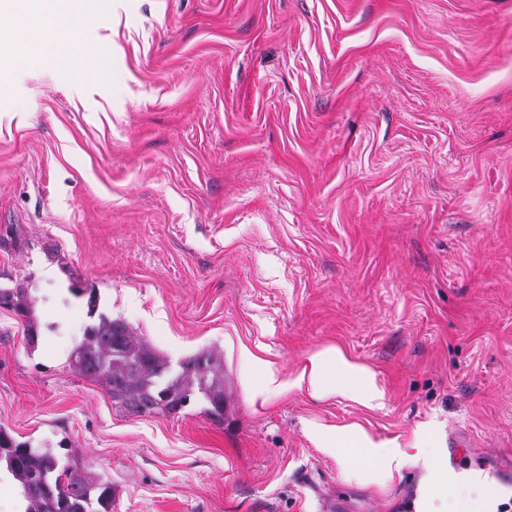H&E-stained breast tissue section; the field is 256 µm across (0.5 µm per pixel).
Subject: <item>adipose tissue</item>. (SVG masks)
<instances>
[{
    "mask_svg": "<svg viewBox=\"0 0 512 512\" xmlns=\"http://www.w3.org/2000/svg\"><path fill=\"white\" fill-rule=\"evenodd\" d=\"M27 9H39L42 21L27 37L39 59L51 60L60 45L74 44L85 66V77L97 81L105 72L100 66L101 47L84 35V0H26ZM239 363L252 399L268 401L298 389L317 400L336 398L369 410L381 408L385 391L366 366L348 359L340 350L327 348L308 356L293 379H283L272 362L249 349H241ZM308 436L315 447L335 454L344 481L365 484L390 477L393 471L422 464L425 474L419 485V512H457L465 495L448 488V454L426 430H415L412 453L399 451L397 440L378 441L361 426H311Z\"/></svg>",
    "mask_w": 512,
    "mask_h": 512,
    "instance_id": "adipose-tissue-1",
    "label": "adipose tissue"
}]
</instances>
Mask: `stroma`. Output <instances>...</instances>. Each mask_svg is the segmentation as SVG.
<instances>
[{"label":"stroma","instance_id":"stroma-1","mask_svg":"<svg viewBox=\"0 0 512 512\" xmlns=\"http://www.w3.org/2000/svg\"><path fill=\"white\" fill-rule=\"evenodd\" d=\"M107 75L0 50V427L112 484V512H402L346 483L310 424L416 428L512 453V0H102ZM98 310L203 402L131 417L69 357ZM291 377L334 347L382 409L252 401L238 352ZM0 307L12 309L25 323L28 343L34 345L39 338L38 324L34 321L32 300L23 288H0Z\"/></svg>","mask_w":512,"mask_h":512}]
</instances>
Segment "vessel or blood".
Wrapping results in <instances>:
<instances>
[{
    "instance_id": "obj_1",
    "label": "vessel or blood",
    "mask_w": 512,
    "mask_h": 512,
    "mask_svg": "<svg viewBox=\"0 0 512 512\" xmlns=\"http://www.w3.org/2000/svg\"><path fill=\"white\" fill-rule=\"evenodd\" d=\"M448 453L453 461L448 471L449 483L470 481L480 485L483 497L474 512H500L504 497L512 493V464L497 458L468 463L465 456L471 441L467 434L451 436Z\"/></svg>"
}]
</instances>
